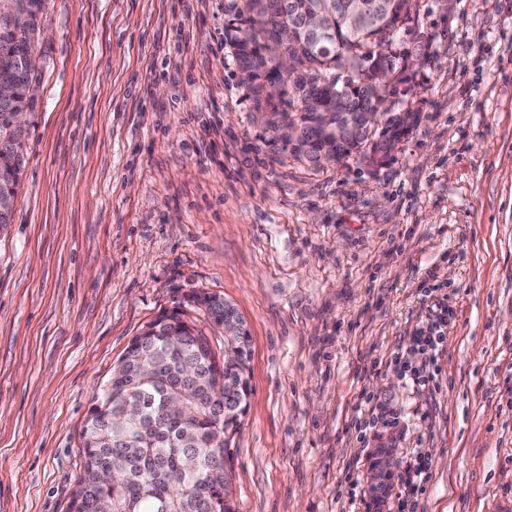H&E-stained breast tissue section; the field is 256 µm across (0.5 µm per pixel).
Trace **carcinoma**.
<instances>
[{"label":"carcinoma","instance_id":"obj_1","mask_svg":"<svg viewBox=\"0 0 512 512\" xmlns=\"http://www.w3.org/2000/svg\"><path fill=\"white\" fill-rule=\"evenodd\" d=\"M364 21L350 28L347 0H339L322 37L298 33L284 46L293 65L281 67L271 45L305 18L314 0H244L225 26L232 59L257 110L273 113L286 127L303 128L301 146L271 135L273 149L314 166L321 155L337 160L371 159L382 143L407 132L396 106L413 94L408 61L424 63L405 47L404 34L420 22L416 0H356ZM44 0H0V76L11 71L16 97L0 101V193L17 195L25 168L28 137L12 128L13 114L35 111L41 75L26 69L40 30ZM379 67L391 86L376 87ZM383 117L370 129L373 114ZM355 132L336 138L338 126ZM239 318L224 297L193 291L178 306L161 311L128 345L122 378L97 391L82 432V474L71 491L68 512H238L231 490L227 450L241 428L251 394V337L246 327L224 338L222 354L208 332H221L224 319ZM228 384L210 403L218 379ZM199 400L168 406L184 384ZM119 470L118 479H87L85 473Z\"/></svg>","mask_w":512,"mask_h":512}]
</instances>
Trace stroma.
Instances as JSON below:
<instances>
[{"mask_svg":"<svg viewBox=\"0 0 512 512\" xmlns=\"http://www.w3.org/2000/svg\"><path fill=\"white\" fill-rule=\"evenodd\" d=\"M235 0H45L22 189L0 226V512H67L93 398L185 292L251 336L239 512H370L375 449L421 512H512V0H419V120L392 160L277 152ZM452 313L426 388L393 363ZM398 414L364 432L361 397ZM426 470V458L422 454H417L413 465H409L405 469L402 481L404 480L405 487L409 488L410 495H412L413 498L415 494L423 490L422 487H420V483L425 478Z\"/></svg>","mask_w":512,"mask_h":512,"instance_id":"35a3bbf8","label":"stroma"}]
</instances>
